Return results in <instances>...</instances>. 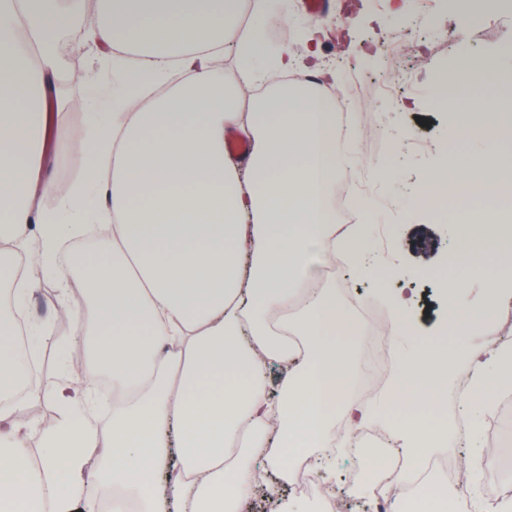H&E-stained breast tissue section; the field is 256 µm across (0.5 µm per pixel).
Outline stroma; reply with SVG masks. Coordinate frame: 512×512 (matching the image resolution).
I'll return each instance as SVG.
<instances>
[{
    "mask_svg": "<svg viewBox=\"0 0 512 512\" xmlns=\"http://www.w3.org/2000/svg\"><path fill=\"white\" fill-rule=\"evenodd\" d=\"M288 29L294 34L290 51L298 62L311 57L334 68L337 87H348L353 81L361 84L355 103L361 137L349 156L352 166L372 180V193L362 202L368 250L374 255L386 250L392 263L381 283L347 270L354 293L371 303L377 301L380 287L411 289L419 339L428 347L452 354L488 341L499 314H492L481 330L466 335L439 333L448 302L431 273L460 242L455 221L473 203L443 200L427 209L417 203L416 196L428 173L449 163L465 165L471 153L470 146L453 132L449 107L435 96L436 74L472 58L512 69V50L505 43L506 36L512 35V0H495L470 20L458 16L451 0H430L426 5L421 0H333L332 10L319 17L309 14L304 0H292L288 20L277 23L272 13H265L260 34L278 40ZM60 73V99L44 132L43 164L75 183L85 172L89 143L82 138L67 152H57L58 130L63 126L89 128L94 101L86 94V86H113L118 76L107 72L97 48L82 41L62 61ZM387 73L394 74L400 98L380 92L379 80ZM34 275L37 287L27 300L26 312L52 328V335L43 337L41 346L52 349L62 367L83 335L75 325L64 330L56 327L57 276L40 269ZM511 430L512 402L501 394L481 417L477 440L455 444L454 453L470 464L468 501L506 481L501 454L492 445L496 436ZM354 461V456L340 453L319 477L334 486L347 512H370L369 498L342 480Z\"/></svg>",
    "mask_w": 512,
    "mask_h": 512,
    "instance_id": "1",
    "label": "stroma"
}]
</instances>
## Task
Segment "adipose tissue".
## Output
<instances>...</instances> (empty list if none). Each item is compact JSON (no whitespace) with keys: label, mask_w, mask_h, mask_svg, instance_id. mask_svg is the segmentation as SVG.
<instances>
[{"label":"adipose tissue","mask_w":512,"mask_h":512,"mask_svg":"<svg viewBox=\"0 0 512 512\" xmlns=\"http://www.w3.org/2000/svg\"><path fill=\"white\" fill-rule=\"evenodd\" d=\"M85 2L0 0V284L17 285L15 307L0 311V512H71L76 504L94 512L87 494L94 485L115 491L114 512L131 502L137 512H242L257 489L255 460L291 473L323 447L336 407L350 427L377 421L409 462L451 447L453 421H400L390 408L412 415L445 400L462 359L468 405L480 416L495 392L512 387V348L474 346L451 358L417 347L379 400L350 396L360 366L337 339L361 340L362 330L310 262L337 256L364 276L380 268L364 261L362 231L341 238L330 231L338 173L332 104L291 54L265 59L259 32L240 34L243 0H115L109 20L85 36L110 57L131 47L139 57L120 67L111 107L91 116L82 181L64 187L44 171L38 145L59 69L49 19L78 16ZM228 47L242 76L266 82L265 93L243 100L220 66ZM282 71L294 80L276 81ZM462 80L480 89L475 109L452 113L470 158L465 168L450 164L424 179V207L464 187L512 189V163L492 149L512 142V73L456 67L438 73L437 89L447 93ZM149 88L156 94L147 100ZM231 133L250 142L245 161L229 155ZM38 193L58 207L37 206ZM85 221L112 227L99 246L104 262L80 255L56 264ZM511 223L512 211H499L460 226L461 236L486 243L472 261L487 284L488 312L512 300V258L496 243ZM34 236L61 288L79 277L85 303L69 315L88 351L82 383L63 377L31 389L57 415L30 453L10 420L22 402L3 398L24 377L14 324L35 282L15 280L12 264ZM434 274L448 288L441 330H478L460 271L442 266ZM292 307L291 336L276 335L273 319ZM272 362L283 369L276 397L267 388ZM104 369L112 374V418L91 423L73 409Z\"/></svg>","instance_id":"ef3b65f1"}]
</instances>
